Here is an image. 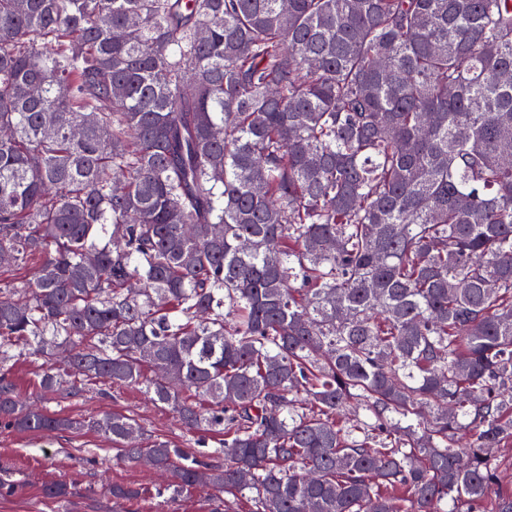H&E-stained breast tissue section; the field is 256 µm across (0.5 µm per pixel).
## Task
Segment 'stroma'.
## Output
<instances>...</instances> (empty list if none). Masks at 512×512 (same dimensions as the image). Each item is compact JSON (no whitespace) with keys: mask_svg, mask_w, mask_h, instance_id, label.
<instances>
[{"mask_svg":"<svg viewBox=\"0 0 512 512\" xmlns=\"http://www.w3.org/2000/svg\"><path fill=\"white\" fill-rule=\"evenodd\" d=\"M39 369L28 359L13 364L10 376L20 397L52 412L82 418L101 411L134 415L147 434L163 437L195 450L194 437L172 412L153 404L141 388L106 391L87 389L81 395L60 398L38 385ZM107 439L91 432L43 435L0 427V512H150L149 502L115 501L110 489L157 486L155 470L116 458ZM66 484L67 496L53 498L46 488Z\"/></svg>","mask_w":512,"mask_h":512,"instance_id":"obj_1","label":"stroma"}]
</instances>
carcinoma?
Listing matches in <instances>:
<instances>
[{
    "mask_svg": "<svg viewBox=\"0 0 512 512\" xmlns=\"http://www.w3.org/2000/svg\"><path fill=\"white\" fill-rule=\"evenodd\" d=\"M0 130L36 269L0 283V427L167 474L117 501L512 512V0H0ZM22 355L200 449L30 407Z\"/></svg>",
    "mask_w": 512,
    "mask_h": 512,
    "instance_id": "obj_1",
    "label": "carcinoma"
}]
</instances>
